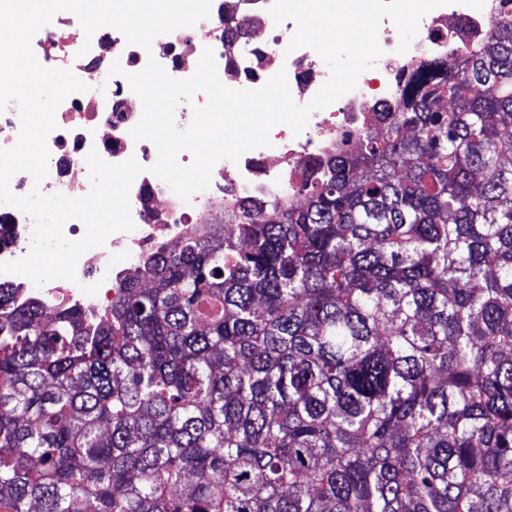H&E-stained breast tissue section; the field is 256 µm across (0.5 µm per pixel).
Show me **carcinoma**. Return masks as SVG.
<instances>
[{
  "mask_svg": "<svg viewBox=\"0 0 512 512\" xmlns=\"http://www.w3.org/2000/svg\"><path fill=\"white\" fill-rule=\"evenodd\" d=\"M512 17L105 309L0 288L10 512H512Z\"/></svg>",
  "mask_w": 512,
  "mask_h": 512,
  "instance_id": "1",
  "label": "carcinoma"
}]
</instances>
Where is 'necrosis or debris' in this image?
I'll return each mask as SVG.
<instances>
[{
  "instance_id": "1",
  "label": "necrosis or debris",
  "mask_w": 512,
  "mask_h": 512,
  "mask_svg": "<svg viewBox=\"0 0 512 512\" xmlns=\"http://www.w3.org/2000/svg\"><path fill=\"white\" fill-rule=\"evenodd\" d=\"M273 2L211 0L207 18L156 36L147 49L127 43L119 30L104 26L93 33L88 51H81L72 20L63 15L33 44L43 67L71 70L87 89L67 96L55 111L56 126L46 139V178L38 183L30 173L17 172L9 183L11 192L25 196L37 187L47 195L85 196L92 187L86 157L93 150L111 164L136 159L142 171L129 192L133 230L112 233L104 245L85 251L76 263L75 280L53 279L38 287L25 276L0 273V286L15 289L18 304L35 300L48 311L103 305L115 296L124 273L148 251L201 232L218 215H231L244 199L282 196L286 185L331 146L343 140L356 141L364 116L394 99L404 70L427 59L447 57L454 46L481 41L491 31L500 8V0H484L479 9L451 0L421 17L417 34L403 53L398 50L395 22L383 17L377 29L382 54L373 68L360 74L354 90L314 111L300 133L286 125L277 126L276 147H258L238 160L218 161L208 189L182 200L150 171L158 158L156 145L131 135L142 117V103L128 77L153 59L170 77L190 78L204 50L209 49L218 78L226 87L256 90L282 71L294 102L307 104L326 83L330 71L313 48L290 49L297 24L291 19L275 23L269 13ZM230 20L254 29V36L225 34L224 26ZM116 62L123 72L113 76L109 70ZM32 228L25 212L0 203V263L26 255ZM94 283L99 286L97 293L84 294L83 286Z\"/></svg>"
}]
</instances>
